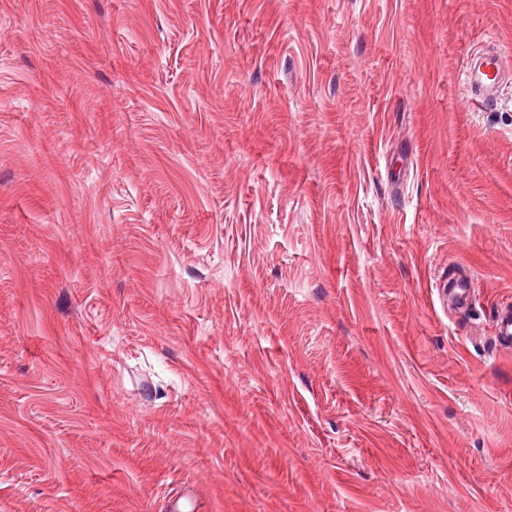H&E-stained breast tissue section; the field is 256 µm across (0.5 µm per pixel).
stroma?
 Listing matches in <instances>:
<instances>
[{"mask_svg": "<svg viewBox=\"0 0 512 512\" xmlns=\"http://www.w3.org/2000/svg\"><path fill=\"white\" fill-rule=\"evenodd\" d=\"M488 46L512 0H0V512H512ZM511 73V56L495 49L476 54L466 64L463 77L472 100L480 107L496 103L501 86Z\"/></svg>", "mask_w": 512, "mask_h": 512, "instance_id": "35a3bbf8", "label": "stroma"}]
</instances>
